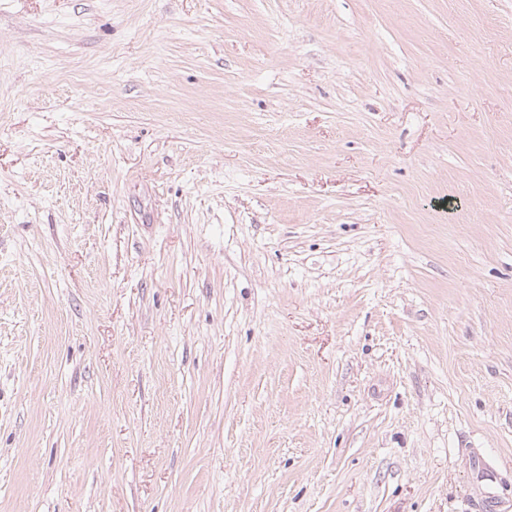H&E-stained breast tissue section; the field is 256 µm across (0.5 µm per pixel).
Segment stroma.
<instances>
[{"mask_svg":"<svg viewBox=\"0 0 512 512\" xmlns=\"http://www.w3.org/2000/svg\"><path fill=\"white\" fill-rule=\"evenodd\" d=\"M512 512V0H0V512Z\"/></svg>","mask_w":512,"mask_h":512,"instance_id":"stroma-1","label":"stroma"}]
</instances>
